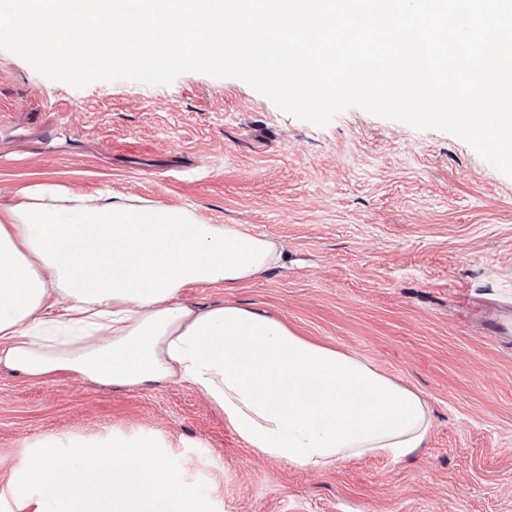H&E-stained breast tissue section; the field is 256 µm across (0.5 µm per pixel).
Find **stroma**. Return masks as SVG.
I'll return each mask as SVG.
<instances>
[{
    "label": "stroma",
    "instance_id": "1",
    "mask_svg": "<svg viewBox=\"0 0 512 512\" xmlns=\"http://www.w3.org/2000/svg\"><path fill=\"white\" fill-rule=\"evenodd\" d=\"M60 185L162 201L273 241L282 265L192 285L363 359L419 394L432 429L411 457L325 470L257 455L187 383L128 389L0 366V512H46L14 488L44 443L147 436L204 483L215 512H512V177L461 138L358 107L318 127L238 78L50 80L0 50V205Z\"/></svg>",
    "mask_w": 512,
    "mask_h": 512
}]
</instances>
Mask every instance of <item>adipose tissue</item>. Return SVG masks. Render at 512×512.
Wrapping results in <instances>:
<instances>
[{
	"label": "adipose tissue",
	"mask_w": 512,
	"mask_h": 512,
	"mask_svg": "<svg viewBox=\"0 0 512 512\" xmlns=\"http://www.w3.org/2000/svg\"><path fill=\"white\" fill-rule=\"evenodd\" d=\"M25 196L0 207V365L33 379L189 383L258 455L305 469L423 447L426 402L358 357L257 310L181 301L187 286L274 269L272 241L163 202L56 186Z\"/></svg>",
	"instance_id": "ef3b65f1"
}]
</instances>
